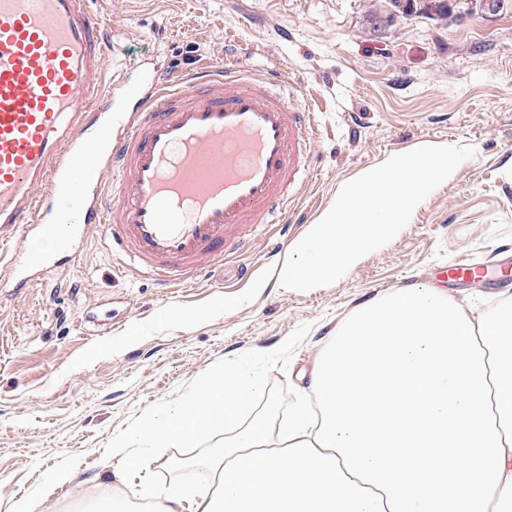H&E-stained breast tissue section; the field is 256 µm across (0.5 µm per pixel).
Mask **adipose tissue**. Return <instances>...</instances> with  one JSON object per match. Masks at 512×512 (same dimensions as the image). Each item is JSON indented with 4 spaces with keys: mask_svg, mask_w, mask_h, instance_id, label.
I'll return each mask as SVG.
<instances>
[{
    "mask_svg": "<svg viewBox=\"0 0 512 512\" xmlns=\"http://www.w3.org/2000/svg\"><path fill=\"white\" fill-rule=\"evenodd\" d=\"M286 421L255 411L260 379L235 361L148 413L115 444L147 467L216 429L208 488L152 491L151 512H512V302L475 317L436 288L356 309Z\"/></svg>",
    "mask_w": 512,
    "mask_h": 512,
    "instance_id": "1",
    "label": "adipose tissue"
}]
</instances>
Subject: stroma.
I'll return each instance as SVG.
<instances>
[{
	"label": "stroma",
	"mask_w": 512,
	"mask_h": 512,
	"mask_svg": "<svg viewBox=\"0 0 512 512\" xmlns=\"http://www.w3.org/2000/svg\"><path fill=\"white\" fill-rule=\"evenodd\" d=\"M379 0H88L125 91L151 72L190 77L200 60L275 69L293 102L314 109L312 179L289 197L287 240L267 224L222 268L191 284H161L112 254L92 225L79 260L14 287L0 267V512L24 495L58 512L97 496L106 481L139 487L112 453L144 413L224 359L259 374L292 402L319 352L354 309L403 287L434 283L479 313L512 286L447 283L448 265L512 261V7L446 20L410 16L385 27ZM469 146L385 246L331 285L282 287L277 272L298 242L363 171L425 145ZM216 438L157 449L153 485L203 484L174 472ZM74 473L66 489L49 475Z\"/></svg>",
	"instance_id": "obj_1"
}]
</instances>
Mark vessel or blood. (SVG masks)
Returning a JSON list of instances; mask_svg holds the SVG:
<instances>
[{
	"label": "vessel or blood",
	"mask_w": 512,
	"mask_h": 512,
	"mask_svg": "<svg viewBox=\"0 0 512 512\" xmlns=\"http://www.w3.org/2000/svg\"><path fill=\"white\" fill-rule=\"evenodd\" d=\"M86 0H0V255L15 284L54 273L89 225L138 272L191 283L274 223L304 178L313 114L282 73L202 64L185 83L151 76L137 107L102 116L106 50ZM55 238V252L42 249ZM449 280L486 278L480 262Z\"/></svg>",
	"instance_id": "1"
}]
</instances>
